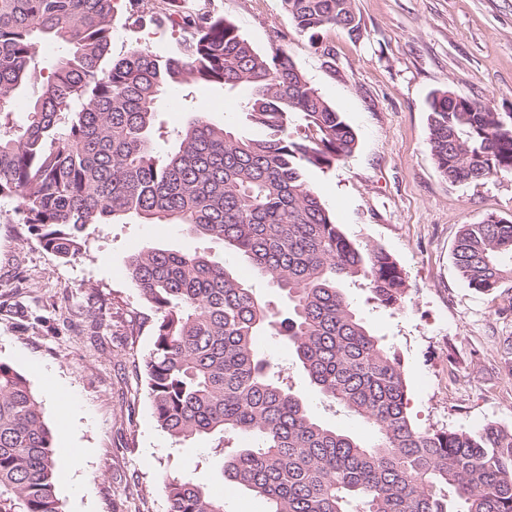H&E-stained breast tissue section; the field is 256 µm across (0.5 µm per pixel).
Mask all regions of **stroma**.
I'll list each match as a JSON object with an SVG mask.
<instances>
[{
    "instance_id": "1",
    "label": "stroma",
    "mask_w": 512,
    "mask_h": 512,
    "mask_svg": "<svg viewBox=\"0 0 512 512\" xmlns=\"http://www.w3.org/2000/svg\"><path fill=\"white\" fill-rule=\"evenodd\" d=\"M362 34L330 28L317 43L299 35L282 0H210L261 53L282 49L356 134V147L307 176L346 235L380 247L403 270V307L379 306L368 289L349 294L396 350L418 427L512 428V282L491 294L469 288L453 260L462 225L512 217V172L470 184L448 182L429 142V99L449 90L494 112L512 113V0H353ZM129 4L113 24L112 54L141 45L175 51L180 29L132 25ZM227 93L195 86L158 104L167 129L198 111L243 126ZM17 200L0 199V361L23 373L42 402L56 448L89 455L61 473L63 512H168L163 477L189 478L223 497L224 512H266L262 500L230 487L213 455L214 437L172 440L156 422L144 381L154 313L133 287L127 262L147 246L190 250L241 268L219 243L177 224H95L87 250L65 261L17 224ZM278 360L315 413L366 441L375 430L320 401L294 363L287 340L258 342ZM60 396L51 399L49 387Z\"/></svg>"
}]
</instances>
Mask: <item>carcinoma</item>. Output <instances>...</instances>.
Masks as SVG:
<instances>
[{
  "label": "carcinoma",
  "instance_id": "obj_1",
  "mask_svg": "<svg viewBox=\"0 0 512 512\" xmlns=\"http://www.w3.org/2000/svg\"><path fill=\"white\" fill-rule=\"evenodd\" d=\"M119 0H0V199L19 201L37 243L70 260L91 224L136 216L181 224L238 254L278 289L283 307L258 297L224 262L147 247L128 274L155 314L145 370L158 426L171 438L241 437L223 461L237 490L267 512H512V429L422 430L408 412L401 357L376 335L347 294L361 281L398 309L406 280L381 248L361 249L307 180L352 153L355 133L285 51L258 52L209 11L162 0L137 24H171L187 38L162 56L136 47L110 57ZM299 34L342 28L361 35L353 0H282ZM46 43L62 48L50 72ZM247 87L240 103L260 134L213 123L204 112L154 152L157 104L182 85ZM27 121L9 117L20 93ZM429 141L455 184L512 171V113L447 90L429 102ZM305 135L288 128L294 115ZM454 264L468 286L492 293L512 280V218L465 224ZM288 339L318 395L376 430L369 444L315 415L256 344ZM59 461L28 379L0 362V512H62ZM169 512H224V500L166 477Z\"/></svg>",
  "mask_w": 512,
  "mask_h": 512
}]
</instances>
